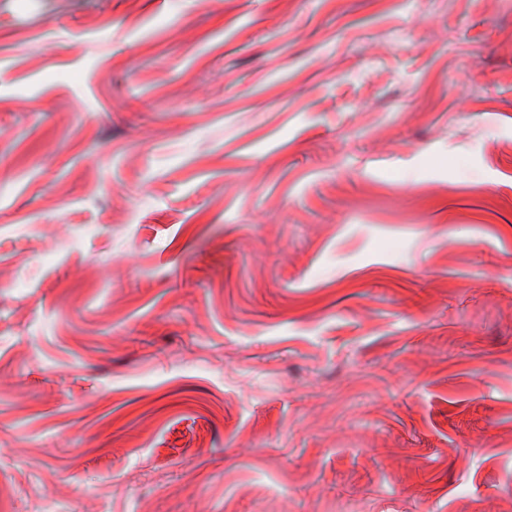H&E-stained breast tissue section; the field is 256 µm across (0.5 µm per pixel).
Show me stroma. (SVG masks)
Masks as SVG:
<instances>
[{
  "mask_svg": "<svg viewBox=\"0 0 512 512\" xmlns=\"http://www.w3.org/2000/svg\"><path fill=\"white\" fill-rule=\"evenodd\" d=\"M0 512H512V0H0Z\"/></svg>",
  "mask_w": 512,
  "mask_h": 512,
  "instance_id": "1",
  "label": "stroma"
}]
</instances>
